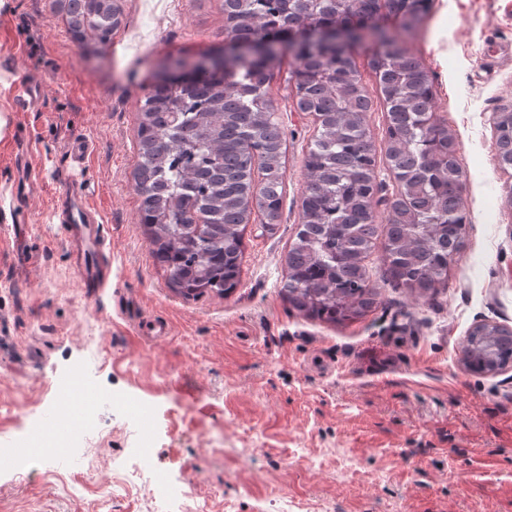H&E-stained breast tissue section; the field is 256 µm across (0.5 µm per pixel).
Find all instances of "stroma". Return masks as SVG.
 <instances>
[{
    "instance_id": "1",
    "label": "stroma",
    "mask_w": 512,
    "mask_h": 512,
    "mask_svg": "<svg viewBox=\"0 0 512 512\" xmlns=\"http://www.w3.org/2000/svg\"><path fill=\"white\" fill-rule=\"evenodd\" d=\"M118 3L104 47L73 40L60 0L0 6V448L27 447L48 410L69 407L72 374L101 397L90 446L43 458L21 485L0 471V512H151L120 482L147 430L183 512H512V369L459 362L477 322L512 327V169L491 123L512 100V0H433L415 38L389 23L455 136L465 248L426 297L391 287L374 249L375 304L336 324L281 294L317 133L288 57L265 87L287 138L279 224L252 218L233 292L172 288L140 221L135 133L163 61L223 46V0ZM36 78L29 109L19 89ZM79 136L95 145L84 176L111 270L94 300L52 211Z\"/></svg>"
}]
</instances>
